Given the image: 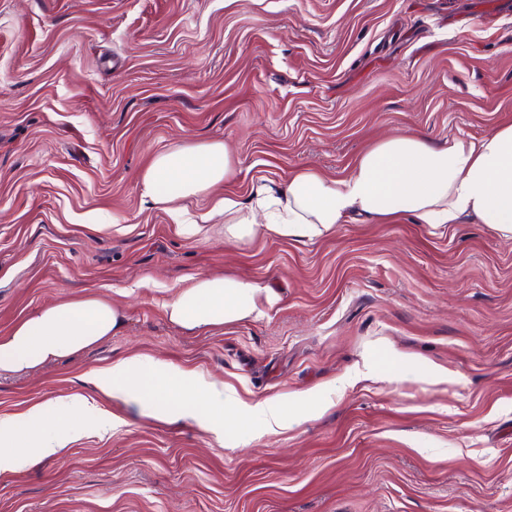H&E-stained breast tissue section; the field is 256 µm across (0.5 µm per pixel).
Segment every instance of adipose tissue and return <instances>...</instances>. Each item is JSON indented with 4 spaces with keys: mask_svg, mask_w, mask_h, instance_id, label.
<instances>
[{
    "mask_svg": "<svg viewBox=\"0 0 512 512\" xmlns=\"http://www.w3.org/2000/svg\"><path fill=\"white\" fill-rule=\"evenodd\" d=\"M236 174L233 157L220 141L177 145L156 155L140 175L144 199L180 214L181 200L226 185ZM215 208L224 214V239L248 244L276 239L313 243L335 235L352 220L395 224L403 213L437 229L476 217L502 236L512 238V124L478 137L454 136L433 144L413 132H396L355 159L342 176H327L299 166L286 178L251 182L246 196L225 192ZM280 301L270 288L249 279L203 272L192 277L165 305L170 323L184 332L256 320ZM125 323L121 308L96 295L74 296L20 318L0 336V370L22 372L91 347L118 333ZM91 394L36 403L26 416L35 427L29 448H13L12 417H0V473H12L47 458H60L79 432L69 423L48 426L55 407L87 415L102 430L112 427L111 413L96 396L135 404L141 416L165 419L159 391L180 403L190 417L203 402L212 415L199 418L210 431L235 417H255L267 431L288 427L289 402L281 398L242 404L223 385L204 384L189 371L149 356L130 355L88 374Z\"/></svg>",
    "mask_w": 512,
    "mask_h": 512,
    "instance_id": "ef3b65f1",
    "label": "adipose tissue"
}]
</instances>
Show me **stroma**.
<instances>
[{
	"label": "stroma",
	"mask_w": 512,
	"mask_h": 512,
	"mask_svg": "<svg viewBox=\"0 0 512 512\" xmlns=\"http://www.w3.org/2000/svg\"><path fill=\"white\" fill-rule=\"evenodd\" d=\"M512 124V0H0V335L77 294L126 325L28 374L0 416L85 392L141 354L241 400L333 389L321 415L241 439L107 398L58 459L0 474V512H512V239L475 217L438 230L339 225L313 244L183 237L144 203L158 153L224 142L236 176L344 174L379 138L438 143ZM200 272L273 286L257 321L194 334L165 304ZM415 374L394 381L402 356ZM446 383L425 380L433 368Z\"/></svg>",
	"instance_id": "stroma-1"
}]
</instances>
